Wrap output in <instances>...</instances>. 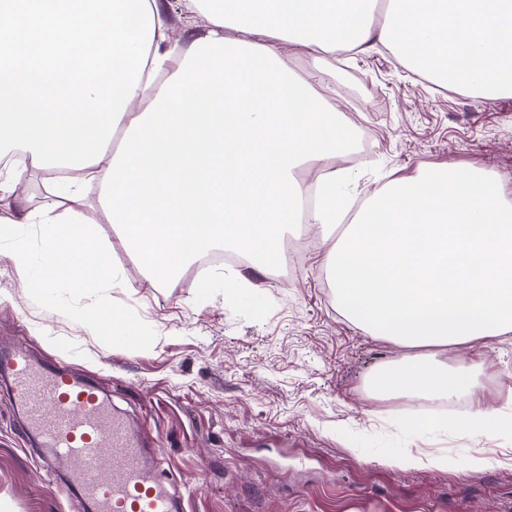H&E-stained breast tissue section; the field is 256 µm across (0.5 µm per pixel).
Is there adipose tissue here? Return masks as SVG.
<instances>
[{"instance_id": "ef3b65f1", "label": "adipose tissue", "mask_w": 512, "mask_h": 512, "mask_svg": "<svg viewBox=\"0 0 512 512\" xmlns=\"http://www.w3.org/2000/svg\"><path fill=\"white\" fill-rule=\"evenodd\" d=\"M183 2L199 27L188 42L161 0H0V154L71 173L64 213L0 219L29 287L117 279L87 214L90 183L154 288L224 243L267 271L291 225L335 223L342 201L326 169L351 140L323 91L336 47L384 48L414 74L512 96V0H389L379 23L367 0ZM286 44L307 69L288 67ZM29 223L35 252L21 243ZM325 269L346 318L411 351L372 374L375 395L473 396L479 365L441 354L512 333V201L472 167L394 179ZM450 421L465 436L512 428L479 402Z\"/></svg>"}]
</instances>
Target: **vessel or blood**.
I'll return each instance as SVG.
<instances>
[{
  "label": "vessel or blood",
  "mask_w": 512,
  "mask_h": 512,
  "mask_svg": "<svg viewBox=\"0 0 512 512\" xmlns=\"http://www.w3.org/2000/svg\"><path fill=\"white\" fill-rule=\"evenodd\" d=\"M0 372L11 378L26 436L76 466L75 512L86 503L94 512H183L174 487L150 474L155 437L115 414L92 379L20 347L0 352Z\"/></svg>",
  "instance_id": "vessel-or-blood-1"
}]
</instances>
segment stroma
<instances>
[{
    "label": "stroma",
    "mask_w": 512,
    "mask_h": 512,
    "mask_svg": "<svg viewBox=\"0 0 512 512\" xmlns=\"http://www.w3.org/2000/svg\"><path fill=\"white\" fill-rule=\"evenodd\" d=\"M344 66L366 86L361 105L336 102L344 125L370 141L342 185L355 203L393 178L460 166L493 175L512 200V97L489 101L414 77L385 50L348 54ZM52 181L29 171L0 197V214L49 207ZM346 228L312 229L291 281L231 267L263 292L257 312L220 288L201 298L189 268L169 287H150L112 224L98 231L124 278L97 298L63 289L45 299L2 245L0 350L21 344L35 360H63L95 379L114 411L153 431L187 512H512L511 434L466 437L432 421L409 428L369 391L372 373L406 351L336 304L324 259ZM102 309L129 312L138 341L114 343L89 324ZM446 359L482 361L484 400L512 395V334L449 347ZM408 454L444 456L448 466L399 467ZM69 474L52 449L24 446L0 382V505L70 512Z\"/></svg>",
    "instance_id": "stroma-1"
}]
</instances>
